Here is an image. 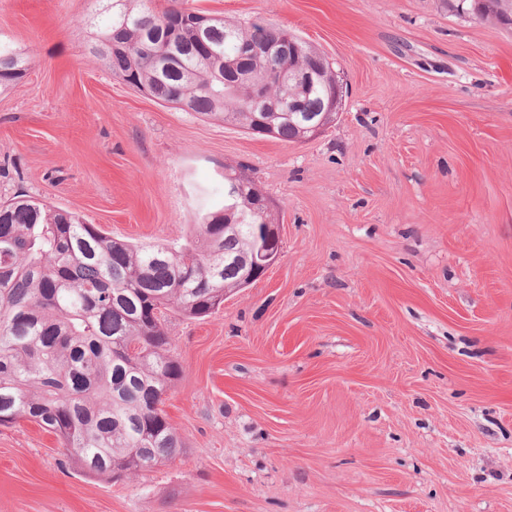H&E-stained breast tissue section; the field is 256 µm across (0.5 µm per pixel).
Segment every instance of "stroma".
I'll use <instances>...</instances> for the list:
<instances>
[{
  "mask_svg": "<svg viewBox=\"0 0 512 512\" xmlns=\"http://www.w3.org/2000/svg\"><path fill=\"white\" fill-rule=\"evenodd\" d=\"M174 1L300 36L340 114L289 143L158 103L77 34L96 0H0L31 58L0 95V199L182 242L243 165L282 238L218 310L168 315L173 462L98 478L0 426V512H512V27L462 0Z\"/></svg>",
  "mask_w": 512,
  "mask_h": 512,
  "instance_id": "obj_1",
  "label": "stroma"
}]
</instances>
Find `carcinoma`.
<instances>
[{
    "mask_svg": "<svg viewBox=\"0 0 512 512\" xmlns=\"http://www.w3.org/2000/svg\"><path fill=\"white\" fill-rule=\"evenodd\" d=\"M108 5L87 26L93 52L112 76L134 79L156 100L186 99L195 114L245 130L254 118L246 74L267 67L249 46L284 43L292 32L271 23L219 18L210 37L234 68L224 80L197 49L199 11L175 5L156 12L143 0ZM472 10L498 23L512 7L472 0ZM300 49L282 65L321 74L304 95L323 114L336 75L324 58ZM138 58L132 70L130 57ZM30 59L0 37V92L27 72ZM275 138L295 142L297 120L272 116ZM237 212L208 209L211 222L183 243L133 244L115 239L79 215L18 195L0 203V426L33 422L59 439L80 470L112 478L174 460L182 443L161 408L181 367L172 355L164 311L190 318L211 314L224 292L238 291L252 258L250 214L256 186L243 168H229Z\"/></svg>",
    "mask_w": 512,
    "mask_h": 512,
    "instance_id": "1",
    "label": "carcinoma"
}]
</instances>
